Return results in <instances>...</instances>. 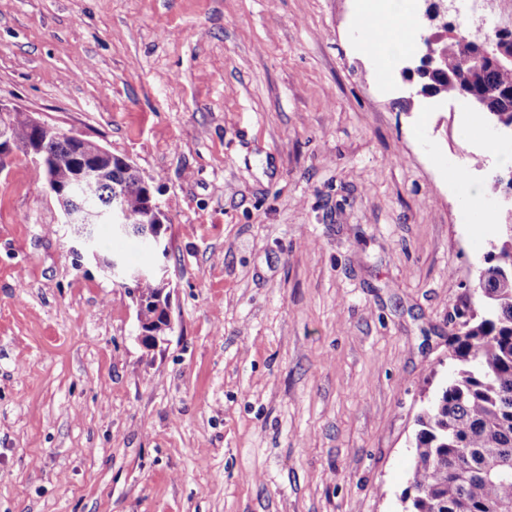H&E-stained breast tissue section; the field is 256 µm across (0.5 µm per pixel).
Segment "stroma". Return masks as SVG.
I'll use <instances>...</instances> for the list:
<instances>
[{"instance_id":"obj_1","label":"stroma","mask_w":512,"mask_h":512,"mask_svg":"<svg viewBox=\"0 0 512 512\" xmlns=\"http://www.w3.org/2000/svg\"><path fill=\"white\" fill-rule=\"evenodd\" d=\"M365 0H0V99L141 170L173 330L0 169V512H400L415 419L498 234L459 98ZM388 18V23H384L382 18L365 13L361 28L370 51L394 63L399 53L411 45L416 30L405 0H392ZM382 46L389 52L382 53ZM386 58L388 68H391Z\"/></svg>"}]
</instances>
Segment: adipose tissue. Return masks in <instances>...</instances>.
I'll return each instance as SVG.
<instances>
[{
    "label": "adipose tissue",
    "mask_w": 512,
    "mask_h": 512,
    "mask_svg": "<svg viewBox=\"0 0 512 512\" xmlns=\"http://www.w3.org/2000/svg\"><path fill=\"white\" fill-rule=\"evenodd\" d=\"M362 31L365 42L373 53H385L389 61H396L399 53L410 46L416 30L405 0H392L388 19L367 13L363 16Z\"/></svg>",
    "instance_id": "1"
}]
</instances>
